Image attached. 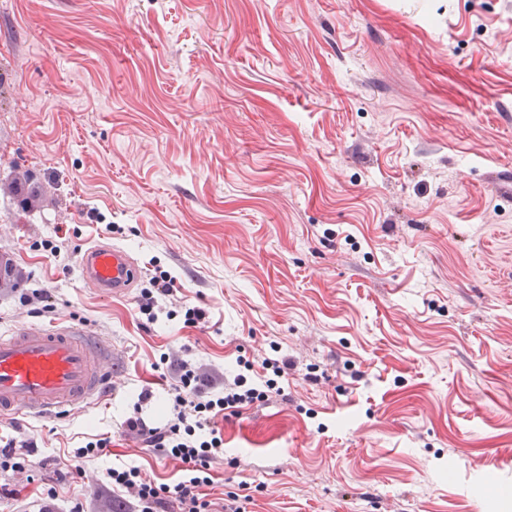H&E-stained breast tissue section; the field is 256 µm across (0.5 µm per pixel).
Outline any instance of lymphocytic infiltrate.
I'll use <instances>...</instances> for the list:
<instances>
[{"label": "lymphocytic infiltrate", "instance_id": "lymphocytic-infiltrate-1", "mask_svg": "<svg viewBox=\"0 0 512 512\" xmlns=\"http://www.w3.org/2000/svg\"><path fill=\"white\" fill-rule=\"evenodd\" d=\"M283 371V366H274L273 378L259 388L249 386L247 377L239 373L225 383L222 392L208 396L194 371L185 370L171 397L173 414L163 424L150 427L135 416L125 421L127 429L143 437L148 447L182 462V480L172 486L158 485L138 467H113L107 471L113 490L133 492L139 512H159L169 496L175 498L178 512H213L203 488L211 483V461L224 454V440L215 429V420L224 411L243 408L265 393H280L276 378Z\"/></svg>", "mask_w": 512, "mask_h": 512}]
</instances>
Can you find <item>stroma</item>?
<instances>
[{
  "instance_id": "35a3bbf8",
  "label": "stroma",
  "mask_w": 512,
  "mask_h": 512,
  "mask_svg": "<svg viewBox=\"0 0 512 512\" xmlns=\"http://www.w3.org/2000/svg\"><path fill=\"white\" fill-rule=\"evenodd\" d=\"M23 172L0 333L90 322L114 378L0 422L36 450L0 470V512L51 487L62 512H134L107 469L172 486L182 464L124 420L164 421L180 361L220 387L267 358L283 393L226 414L211 498L512 512V0H0V180ZM97 242L136 261L125 297L79 279ZM156 265L176 284L150 321Z\"/></svg>"
}]
</instances>
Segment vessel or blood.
I'll return each mask as SVG.
<instances>
[{"label": "vessel or blood", "mask_w": 512, "mask_h": 512, "mask_svg": "<svg viewBox=\"0 0 512 512\" xmlns=\"http://www.w3.org/2000/svg\"><path fill=\"white\" fill-rule=\"evenodd\" d=\"M82 281L100 292L129 293L139 276L130 253L109 243L86 248ZM112 348L96 329L63 321L15 327L0 336V418L66 411L90 404L112 386Z\"/></svg>", "instance_id": "b4317fda"}]
</instances>
